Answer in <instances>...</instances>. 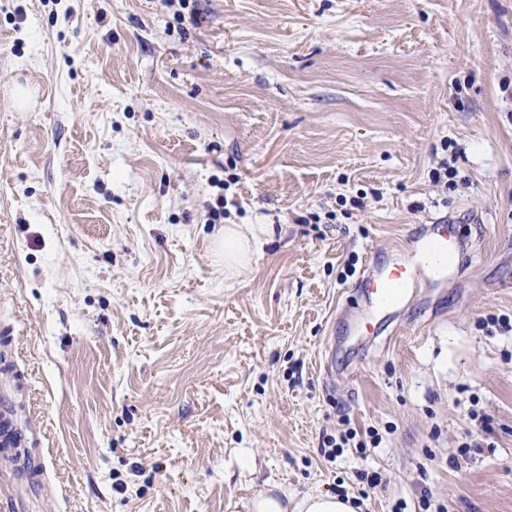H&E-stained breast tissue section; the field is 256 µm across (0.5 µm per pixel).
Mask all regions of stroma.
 Masks as SVG:
<instances>
[{"label": "stroma", "instance_id": "1", "mask_svg": "<svg viewBox=\"0 0 512 512\" xmlns=\"http://www.w3.org/2000/svg\"><path fill=\"white\" fill-rule=\"evenodd\" d=\"M192 3L0 0V331L42 508L512 512V0ZM441 217L458 268L355 343L360 271ZM223 223L272 227L230 281ZM342 418L380 447L324 460ZM280 494L262 491L246 501L240 502L243 512H288V493L276 488ZM293 512H355L347 497L328 493L306 495L293 505Z\"/></svg>", "mask_w": 512, "mask_h": 512}]
</instances>
